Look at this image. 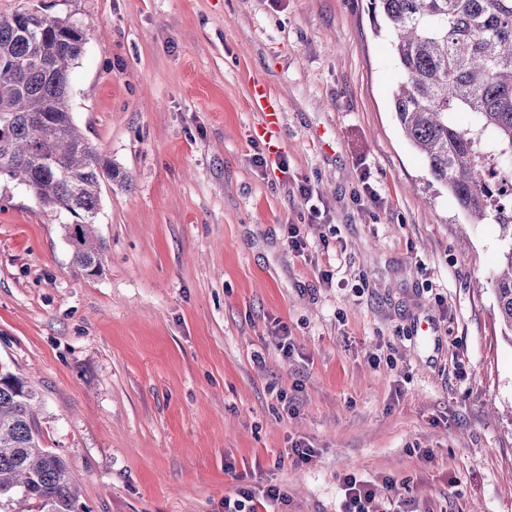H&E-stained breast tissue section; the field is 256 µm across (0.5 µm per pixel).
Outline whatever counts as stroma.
Here are the masks:
<instances>
[{"instance_id": "obj_1", "label": "stroma", "mask_w": 512, "mask_h": 512, "mask_svg": "<svg viewBox=\"0 0 512 512\" xmlns=\"http://www.w3.org/2000/svg\"><path fill=\"white\" fill-rule=\"evenodd\" d=\"M37 6L85 26L70 112L127 175L101 192L93 278L70 216L0 182V363L87 512H224L243 485L337 512L350 472L389 512H512V338L487 281L506 243L404 139L369 0H0V19ZM254 78L283 103L285 177L254 162Z\"/></svg>"}]
</instances>
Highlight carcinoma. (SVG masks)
Masks as SVG:
<instances>
[{"label":"carcinoma","mask_w":512,"mask_h":512,"mask_svg":"<svg viewBox=\"0 0 512 512\" xmlns=\"http://www.w3.org/2000/svg\"><path fill=\"white\" fill-rule=\"evenodd\" d=\"M400 81L392 107L430 178L472 224L493 222L512 240V198L492 201L486 170L512 159V0H370ZM77 23L25 9L0 21V180L75 218L63 225L73 264L99 275L107 246L96 217L104 184L120 176L75 127L68 69L85 45ZM467 122L460 121V115ZM497 314L512 333V245L492 272ZM39 397L0 364V512H80L73 475L42 447Z\"/></svg>","instance_id":"cac0c4a2"}]
</instances>
